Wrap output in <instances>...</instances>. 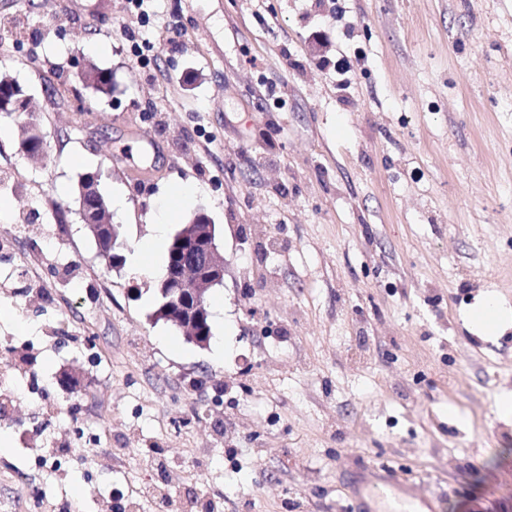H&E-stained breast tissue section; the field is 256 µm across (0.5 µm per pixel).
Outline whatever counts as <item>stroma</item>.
I'll use <instances>...</instances> for the list:
<instances>
[{"label": "stroma", "instance_id": "1", "mask_svg": "<svg viewBox=\"0 0 512 512\" xmlns=\"http://www.w3.org/2000/svg\"><path fill=\"white\" fill-rule=\"evenodd\" d=\"M347 7L367 59L345 97L317 0H0V69L49 144L28 159L0 118V503L512 512V344L465 321L490 292L512 307V0ZM96 169L125 252L164 211L173 233L209 216L224 335L188 342L160 277L107 267L74 202ZM374 465L393 483L361 498ZM81 79L87 86L94 88L98 92L103 94H110L112 92V74L103 71L93 64L88 66Z\"/></svg>", "mask_w": 512, "mask_h": 512}]
</instances>
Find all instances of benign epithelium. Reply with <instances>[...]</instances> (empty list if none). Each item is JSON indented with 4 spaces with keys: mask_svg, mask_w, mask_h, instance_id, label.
<instances>
[{
    "mask_svg": "<svg viewBox=\"0 0 512 512\" xmlns=\"http://www.w3.org/2000/svg\"><path fill=\"white\" fill-rule=\"evenodd\" d=\"M30 96L21 86L0 91V116L17 119L29 112ZM106 210L94 176L83 182L78 213L83 224L92 232L99 249L115 243L117 225L105 224L101 214ZM183 249L180 264L169 270L162 282L160 293L164 298V319L169 321L192 341L205 347V325L208 318L207 296L213 288L223 284L224 258L218 250L215 225L202 214L199 222L178 234Z\"/></svg>",
    "mask_w": 512,
    "mask_h": 512,
    "instance_id": "7a95c632",
    "label": "benign epithelium"
}]
</instances>
